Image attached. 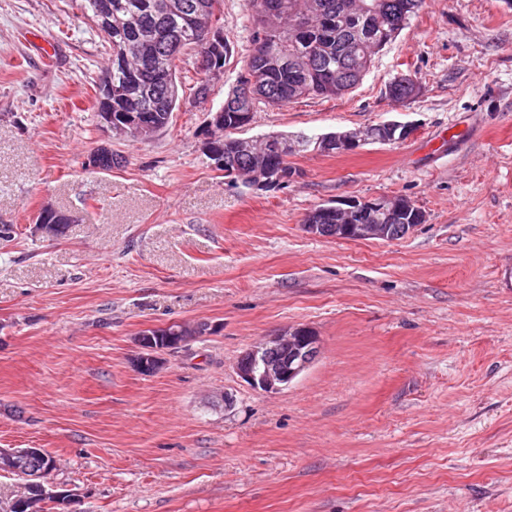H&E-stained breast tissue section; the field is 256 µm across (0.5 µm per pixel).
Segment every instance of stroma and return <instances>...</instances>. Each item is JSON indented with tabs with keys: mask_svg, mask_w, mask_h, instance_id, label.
<instances>
[{
	"mask_svg": "<svg viewBox=\"0 0 512 512\" xmlns=\"http://www.w3.org/2000/svg\"><path fill=\"white\" fill-rule=\"evenodd\" d=\"M224 0V76L149 141H105L107 61L79 0H0V448H40L75 512H512V6L423 0L350 93L258 105L243 136L415 125L400 143L291 156L256 190L207 158L206 114L251 47ZM412 100L386 90L399 74ZM122 162L90 166L101 145ZM404 196L392 240L303 228L314 208ZM65 236L36 233L43 206ZM208 324L152 375L136 338ZM320 338L288 387L239 357L288 326ZM232 395L225 406L224 395Z\"/></svg>",
	"mask_w": 512,
	"mask_h": 512,
	"instance_id": "1",
	"label": "stroma"
}]
</instances>
